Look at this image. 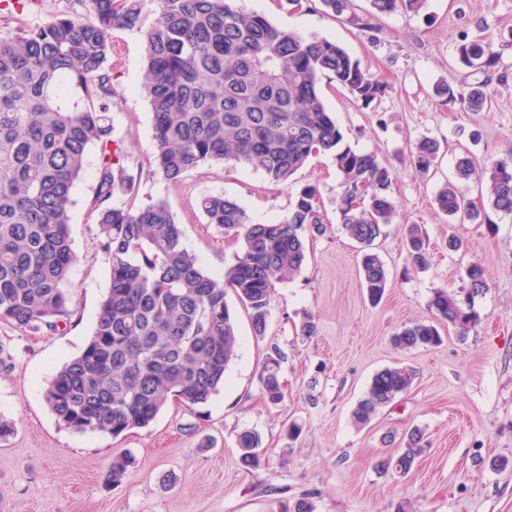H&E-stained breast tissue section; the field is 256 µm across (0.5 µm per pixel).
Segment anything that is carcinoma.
<instances>
[{"label": "carcinoma", "instance_id": "cac0c4a2", "mask_svg": "<svg viewBox=\"0 0 512 512\" xmlns=\"http://www.w3.org/2000/svg\"><path fill=\"white\" fill-rule=\"evenodd\" d=\"M77 2L94 20L64 12L0 36V321L36 334L58 330L72 315V193L89 149L97 148L92 208L109 289L86 346L56 371L44 399L65 428L118 437L149 428L175 398L191 409L219 391L237 346L227 293L247 310L254 335L265 336L272 291L300 273L307 260L304 232L320 235L323 224L313 186L302 188L288 218L270 224L252 222L229 197H201L208 223L242 241L241 252L218 278L183 245L167 201L113 205L114 196L131 195L135 186L123 164L126 150L112 138L117 105L112 31L143 33L140 91L152 114L153 175L177 184L199 166L228 164L259 167L269 181L285 184L311 157L332 156L341 177L336 210L343 230L358 244L363 287L373 303L387 287V269L373 246L396 214L392 173L377 154L345 142L326 110L321 82L339 84L366 105L386 86L338 43L279 28L233 0ZM317 2L370 34L376 15L391 12L397 0H371L372 11L365 14L357 11L355 0ZM150 13L156 18L148 25ZM509 46L512 41L504 38L463 41L458 63L486 78L457 93L439 83L435 95L483 110L490 100V73ZM439 150L437 141L421 140L411 155L415 172H429ZM476 171L472 156L458 158L457 180ZM483 175L491 208L512 214V163L494 162ZM436 204L453 221L475 223L485 216L453 182L439 191ZM407 246L412 264L425 267L426 238L415 224L408 229ZM465 275L468 296L486 290L480 264L469 265ZM432 307L461 338L480 322L469 301L446 291L435 295ZM392 341L410 349L436 345L441 336L424 321L403 326ZM283 360L274 345L262 366V393L271 405L283 399ZM413 380V371L404 367L377 372L352 412L354 423H369ZM237 443L243 467L268 465L259 432L243 430ZM423 451V434L416 429L398 456L381 458L375 468L384 475H405ZM133 464L130 456L114 460L108 480L120 484Z\"/></svg>", "mask_w": 512, "mask_h": 512}]
</instances>
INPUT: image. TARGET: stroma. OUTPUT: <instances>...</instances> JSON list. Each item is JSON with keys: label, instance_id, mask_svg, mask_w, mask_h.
<instances>
[{"label": "stroma", "instance_id": "obj_1", "mask_svg": "<svg viewBox=\"0 0 512 512\" xmlns=\"http://www.w3.org/2000/svg\"><path fill=\"white\" fill-rule=\"evenodd\" d=\"M276 26L340 43L362 68L387 85L371 104L341 86L324 84L329 112L355 149L377 152L393 170L391 197L398 214L374 246L388 271V287L371 304L359 272L360 252L343 232L335 200L340 177L331 156L310 159L292 181L271 184L262 170L206 164L178 184L149 173L155 152L151 113L139 92L142 35L112 34L117 107L112 136L127 149L124 165L136 183L137 202L166 199L183 231L184 245L208 271L220 275L239 242L209 224L199 207L206 194L236 198L257 223L287 218L304 185H316L325 231L308 238V260L292 281L276 286L269 326L256 338L236 298L228 304L238 328L237 356L223 387L205 405L188 410L170 403L156 422L115 438L75 433L48 409L43 391L60 365L89 339L109 286V268L97 242V149L73 190L70 234L77 260L70 273L73 315L65 330L30 334L0 322V417L14 432L0 440V512H281L307 496L315 512H512V215L488 208L478 179L460 183L467 198L485 206L477 224L449 222L435 196L455 178L459 157L478 162L512 159V48L493 72L490 105L470 111L437 98L434 87L482 80L459 65L462 40L494 38L512 30V0H425L419 11L398 5L378 16L373 35L343 18L292 0H236ZM72 10L89 18L78 0H39L24 12L0 10V33L50 20ZM424 137L440 144L426 175L409 165ZM421 225L430 265L413 268L406 225ZM462 241L448 249L449 236ZM481 264L488 283L475 297L480 324L459 339L439 324L440 344L399 350L390 339L403 325L434 318L437 290L464 294L466 268ZM312 318L316 332L300 331ZM286 355L280 371L285 398L262 397L260 372L270 346ZM413 368L410 389L355 426L351 412L373 375L386 367ZM301 432L289 439V425ZM425 434L424 452L406 475L378 474V459L397 454L413 429ZM257 430L268 467L243 469L237 435ZM136 460L120 485L105 476L115 458Z\"/></svg>", "mask_w": 512, "mask_h": 512}]
</instances>
